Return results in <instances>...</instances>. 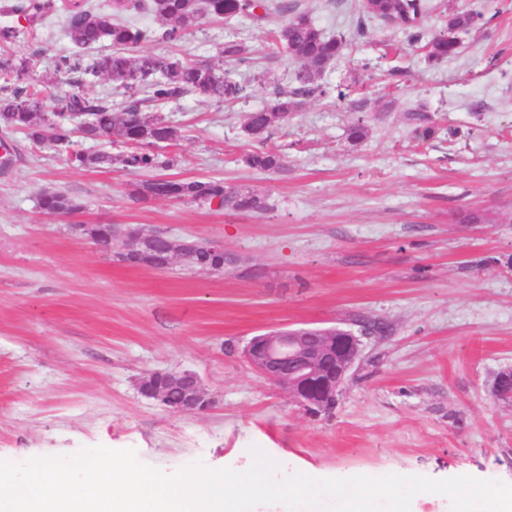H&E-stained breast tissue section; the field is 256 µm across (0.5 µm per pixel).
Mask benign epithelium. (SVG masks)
I'll use <instances>...</instances> for the list:
<instances>
[{
	"instance_id": "7a95c632",
	"label": "benign epithelium",
	"mask_w": 512,
	"mask_h": 512,
	"mask_svg": "<svg viewBox=\"0 0 512 512\" xmlns=\"http://www.w3.org/2000/svg\"><path fill=\"white\" fill-rule=\"evenodd\" d=\"M70 232L105 250L127 252L138 249V242L150 238H165V234L129 224H71ZM167 239V238H165ZM172 258H183L177 251L178 241L167 239ZM369 334L365 328L355 332L350 328L275 329L251 338L245 348L248 363L281 387L305 411L319 414L336 401V394L351 376L361 353L360 337ZM141 394L164 406H169L168 393L180 394V402L171 410L195 413L209 410L214 397L190 371L148 372L140 382ZM496 397L512 400V369L502 370L493 383Z\"/></svg>"
}]
</instances>
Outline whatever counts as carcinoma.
Segmentation results:
<instances>
[{
	"mask_svg": "<svg viewBox=\"0 0 512 512\" xmlns=\"http://www.w3.org/2000/svg\"><path fill=\"white\" fill-rule=\"evenodd\" d=\"M146 8L161 23V39L180 40L184 34L207 19L231 20L250 17L257 21L268 17L270 11H288L283 4L271 0H114L104 10H93L83 0L66 3L64 0H18L5 3L0 9L17 16V24L0 29V43L12 44L24 37L36 38L51 16L63 12L72 42L81 48H92L109 43L108 53L84 68L83 73L104 75L128 93L125 105L114 111L108 97L97 96L76 89L54 98L52 113L43 109L41 90L25 82V75L35 64L30 57H17L7 51L0 53V125L4 130H20L37 146L44 143L47 124H52L56 143L67 149L66 161L75 169L111 167L137 171L165 170L174 165V159L155 152L159 145L173 140L178 129L159 115L146 111L149 103L167 102L186 94L203 95L217 104L244 98L248 86L230 77L226 70L189 62L179 57L138 53L136 48L153 38L156 33L123 23L119 17L132 10ZM427 8V0H387V15H377L362 9L363 16L386 21L390 15L400 19L396 27L407 34L408 40H421L420 20ZM482 14L457 12L448 16L444 29L429 41L425 60L437 63L455 57L460 48L457 34L476 27ZM273 44L289 52L299 63L296 85L290 89L276 85L269 92L267 103L247 113L244 132L252 142L242 156V163L250 170L275 173L285 170L284 158L269 145L271 129L288 120L304 98L324 96L327 93L321 78L332 63L344 52L345 38L332 36L318 27L306 13H294L271 31ZM246 48L237 40L224 41V62L244 59ZM87 115L92 125L86 133L112 135L130 146L120 155L89 154L75 148L70 119ZM408 120L416 124V132L426 140L435 128L430 117L412 112ZM149 198L192 201L218 208L261 214L269 210L265 198L243 191L220 179H178L160 176L142 183L129 199L142 202ZM38 205L47 213H69L82 209L81 203L62 191H46ZM208 241L197 240L193 267H211L215 257L207 252Z\"/></svg>",
	"mask_w": 512,
	"mask_h": 512,
	"instance_id": "1",
	"label": "carcinoma"
}]
</instances>
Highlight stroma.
I'll return each mask as SVG.
<instances>
[{
	"mask_svg": "<svg viewBox=\"0 0 512 512\" xmlns=\"http://www.w3.org/2000/svg\"><path fill=\"white\" fill-rule=\"evenodd\" d=\"M347 45L322 82L273 128L287 174L244 167L248 112L275 85L292 86L296 60L272 53L278 16L188 31L178 53L204 63L225 40L245 44L230 64L248 98L223 105L183 97L157 112L182 131L165 147L170 176L219 178L266 197L269 211L236 212L130 193L147 172L72 168L63 152L0 129V460L135 450L171 475L196 462L242 465L259 446L282 474L470 476L512 484V403L492 390L512 367V0H429L430 40L449 13L482 12L457 57L428 64L399 29L362 18L359 0H286ZM11 52L41 53L27 80L48 95L105 47L74 45L61 21ZM400 68L389 76L390 68ZM439 131L416 136L408 112ZM366 117L368 135L346 138ZM45 190L78 199L84 224H132L175 239H218L233 262L210 273L175 262L127 266L75 238L37 206ZM384 329L362 339L354 376L334 408L310 415L256 373L244 349L277 328ZM189 370L214 396L205 413L145 399L150 371Z\"/></svg>",
	"mask_w": 512,
	"mask_h": 512,
	"instance_id": "stroma-1",
	"label": "stroma"
}]
</instances>
